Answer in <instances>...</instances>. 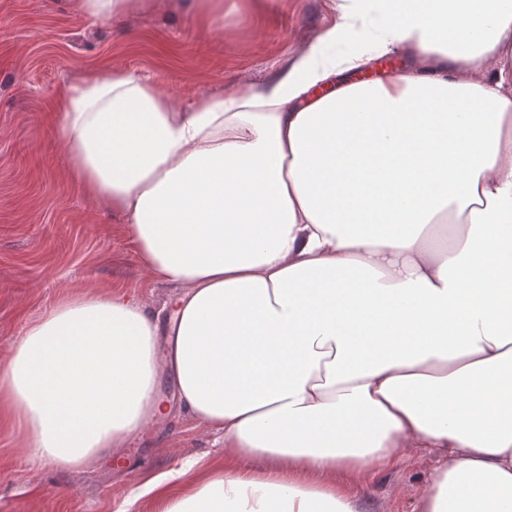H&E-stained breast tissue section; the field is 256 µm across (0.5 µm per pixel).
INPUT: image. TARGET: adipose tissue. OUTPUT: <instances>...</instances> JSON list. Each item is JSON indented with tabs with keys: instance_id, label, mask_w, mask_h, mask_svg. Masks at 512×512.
Wrapping results in <instances>:
<instances>
[{
	"instance_id": "obj_1",
	"label": "adipose tissue",
	"mask_w": 512,
	"mask_h": 512,
	"mask_svg": "<svg viewBox=\"0 0 512 512\" xmlns=\"http://www.w3.org/2000/svg\"><path fill=\"white\" fill-rule=\"evenodd\" d=\"M331 10L245 91L62 89L70 177L177 292L72 294L26 327L0 409L33 459L110 456L169 416L165 373L224 456L145 481L155 512H363L351 484L417 448L440 451L418 512H512V0Z\"/></svg>"
}]
</instances>
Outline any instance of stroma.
I'll return each mask as SVG.
<instances>
[{
	"label": "stroma",
	"mask_w": 512,
	"mask_h": 512,
	"mask_svg": "<svg viewBox=\"0 0 512 512\" xmlns=\"http://www.w3.org/2000/svg\"><path fill=\"white\" fill-rule=\"evenodd\" d=\"M72 3L0 0V359L62 295L118 284L158 310L176 293L145 275L119 217L69 178L50 128L60 89L112 69L185 106L264 83L332 17L329 0H223L214 22L193 0H154L118 22ZM211 450V436L176 411L96 467L64 470L29 460L23 428L0 419V512H153L136 488ZM434 459L423 448L355 484L364 512H416Z\"/></svg>",
	"instance_id": "35a3bbf8"
}]
</instances>
